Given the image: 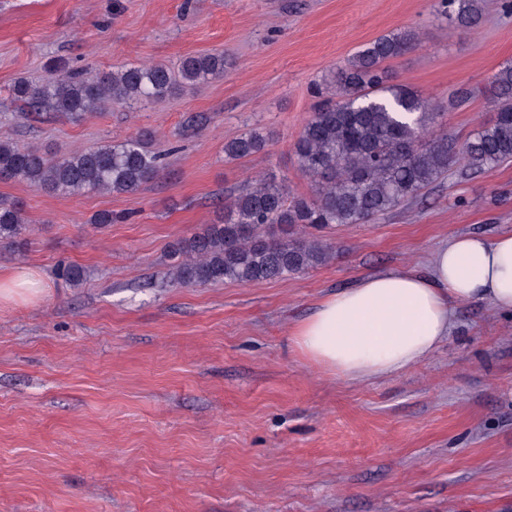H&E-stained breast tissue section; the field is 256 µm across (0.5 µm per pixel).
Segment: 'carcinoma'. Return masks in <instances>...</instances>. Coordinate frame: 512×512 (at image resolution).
I'll return each instance as SVG.
<instances>
[{"label":"carcinoma","instance_id":"cac0c4a2","mask_svg":"<svg viewBox=\"0 0 512 512\" xmlns=\"http://www.w3.org/2000/svg\"><path fill=\"white\" fill-rule=\"evenodd\" d=\"M461 27L476 24L483 0H438ZM419 41L407 30L365 44L331 74L334 90L303 125L295 143L300 171L314 183L310 199L292 197L283 181L258 177L243 184L224 216L173 243L171 279L184 285L272 281L328 263L333 247L313 234L327 226L361 224L417 196L460 164L489 174L512 160V64L492 77L493 120L458 143L443 127L445 108L392 83L384 62ZM224 74V56H187L175 64L123 66L94 76L54 74L40 84L19 81L12 96L50 106L74 120L114 105H134L196 87ZM262 133L251 131L224 145L230 159L261 151ZM163 158L145 136L79 148L51 157L40 146L0 140V182H27L72 197L88 192L125 194L154 180ZM23 205L0 199V249L25 245Z\"/></svg>","mask_w":512,"mask_h":512}]
</instances>
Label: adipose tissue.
I'll return each mask as SVG.
<instances>
[{"label": "adipose tissue", "mask_w": 512, "mask_h": 512, "mask_svg": "<svg viewBox=\"0 0 512 512\" xmlns=\"http://www.w3.org/2000/svg\"><path fill=\"white\" fill-rule=\"evenodd\" d=\"M475 300L512 313V233L463 234L426 270L362 277L324 297L288 342L303 360L354 383L403 373L446 341L457 307Z\"/></svg>", "instance_id": "1"}]
</instances>
